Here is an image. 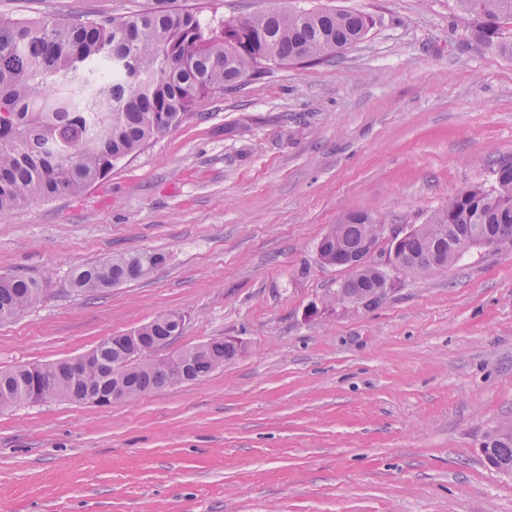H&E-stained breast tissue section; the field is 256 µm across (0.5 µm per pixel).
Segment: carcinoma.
I'll list each match as a JSON object with an SVG mask.
<instances>
[{
  "label": "carcinoma",
  "mask_w": 512,
  "mask_h": 512,
  "mask_svg": "<svg viewBox=\"0 0 512 512\" xmlns=\"http://www.w3.org/2000/svg\"><path fill=\"white\" fill-rule=\"evenodd\" d=\"M477 41L512 57V0H459ZM370 19L357 11L283 9L240 17L208 29L189 11L146 12L134 18L73 16L59 20L0 19V215L37 200L78 195L115 164L177 127L197 97L231 87L260 63L317 62L364 38ZM495 185L460 192L411 229L396 264L363 262L337 299L371 305L393 287L395 274L422 273L460 259L468 249L512 238V163L493 169ZM381 220L352 211L320 239L328 265L355 258ZM166 261L134 252L83 266L72 276L80 291L102 292L143 279ZM31 278L0 275V316L21 314L43 296ZM184 321L155 319L140 339L113 336L89 353L85 368L69 363L0 372V410L43 399H74L123 388L133 400L173 382L198 381L233 359L237 347L214 340L179 352L176 371L161 359L129 363L134 351L181 335ZM487 462L512 467V425L492 432Z\"/></svg>",
  "instance_id": "obj_1"
}]
</instances>
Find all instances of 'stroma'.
Listing matches in <instances>:
<instances>
[{
    "mask_svg": "<svg viewBox=\"0 0 512 512\" xmlns=\"http://www.w3.org/2000/svg\"><path fill=\"white\" fill-rule=\"evenodd\" d=\"M371 20L318 63L196 99L175 129L77 196L0 217V273L45 287L0 321V372L55 364L178 313L165 354L216 339L202 380L108 407L0 410V512H512L484 459L512 422V248L395 275L369 306L332 303L352 272L317 244L352 210L383 220L370 257L512 162V58L473 39L458 0H0V17L207 26L273 9ZM164 253L104 292L77 267Z\"/></svg>",
    "mask_w": 512,
    "mask_h": 512,
    "instance_id": "stroma-1",
    "label": "stroma"
}]
</instances>
